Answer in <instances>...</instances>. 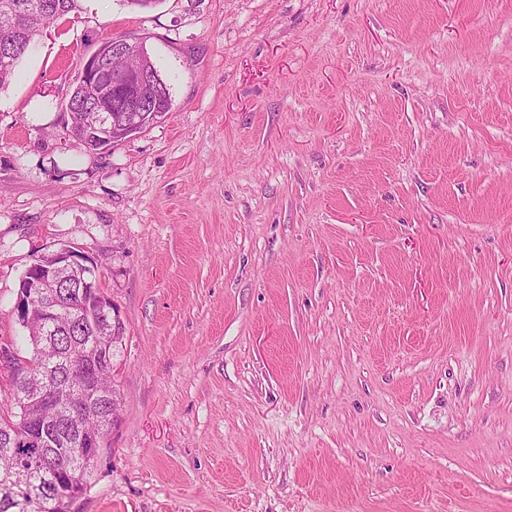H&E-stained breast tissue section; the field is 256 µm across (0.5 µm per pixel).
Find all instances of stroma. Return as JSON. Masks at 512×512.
Listing matches in <instances>:
<instances>
[{
    "instance_id": "35a3bbf8",
    "label": "stroma",
    "mask_w": 512,
    "mask_h": 512,
    "mask_svg": "<svg viewBox=\"0 0 512 512\" xmlns=\"http://www.w3.org/2000/svg\"><path fill=\"white\" fill-rule=\"evenodd\" d=\"M120 36L172 108L96 154ZM64 245L125 324L80 512H512V0H80L0 88V357ZM112 40V39H111ZM139 40L136 39H114L112 42L103 43L102 49L88 58L79 76V85L87 91L93 93L95 107L92 112H86L93 106V97L81 86L76 85L71 93L77 101L78 108L71 112L74 103L73 98H69L66 105V112L70 113V134L75 141H78L88 151H104L112 148L100 146L99 144L87 138L84 133V124L97 112V117L89 127V135L101 142H112V133L115 131L118 121L112 116V85H105L97 81V75L106 73V59L112 53L124 52L126 55L137 56L139 54Z\"/></svg>"
}]
</instances>
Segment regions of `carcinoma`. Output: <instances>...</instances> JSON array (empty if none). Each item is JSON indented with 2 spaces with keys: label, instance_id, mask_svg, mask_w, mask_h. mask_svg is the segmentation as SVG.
Masks as SVG:
<instances>
[{
  "label": "carcinoma",
  "instance_id": "carcinoma-1",
  "mask_svg": "<svg viewBox=\"0 0 512 512\" xmlns=\"http://www.w3.org/2000/svg\"><path fill=\"white\" fill-rule=\"evenodd\" d=\"M10 2L12 23L7 28L0 26V86L11 78L44 25L74 12L79 0ZM72 97L78 108L70 113L71 136L89 151L104 150L84 133V124L92 116L88 108L93 106V97L78 85ZM26 330L28 339L33 341L29 361L36 363L42 361L44 355L50 357L48 364L54 366L58 379L71 383L68 352L72 344L79 343L81 332L87 327L64 322L49 334L40 317L35 315L26 324ZM12 401L16 412L0 420V476L21 467L27 472V481L19 486L0 481V512H57L49 510L47 502L55 499L61 489L78 492L86 487L93 464L88 459L82 462L69 457L54 439L39 446L31 444L25 418L41 416L43 408L21 388L12 393Z\"/></svg>",
  "mask_w": 512,
  "mask_h": 512
}]
</instances>
